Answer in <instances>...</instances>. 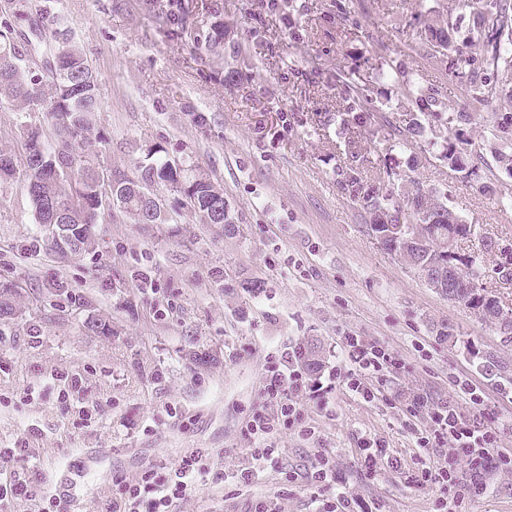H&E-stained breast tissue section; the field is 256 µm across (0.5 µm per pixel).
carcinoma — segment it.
<instances>
[{"instance_id": "1", "label": "carcinoma", "mask_w": 512, "mask_h": 512, "mask_svg": "<svg viewBox=\"0 0 512 512\" xmlns=\"http://www.w3.org/2000/svg\"><path fill=\"white\" fill-rule=\"evenodd\" d=\"M156 9L162 23L182 25L186 22L183 0H147ZM330 13L339 24L351 22L347 0H331ZM416 15L420 41L427 45L429 55L443 64L450 52L456 63L448 68V76L464 74L462 95L467 104L457 107L433 86H423L410 68L408 59L413 45L385 60L377 74L379 86L360 79V66L344 70L338 82L347 95V126L369 127L381 135L378 141V162L369 167L360 164V146L347 141L348 161L336 168L337 183L354 202L363 201L371 208L367 229L379 240L385 251L409 268L425 275L428 267L441 262L448 281H455V272L463 273L471 285L457 288L456 303L481 316L484 311L503 308L500 301L478 286L482 267L476 257L457 250L458 242L470 236V226L448 205V194L435 188L419 189L406 195L395 187V177L405 176L388 166V155L409 152L407 168L420 165L419 156L411 151L414 144L424 142L437 150L436 158L458 175L469 180L482 164H487L483 150H488L496 169L512 178V115L496 111L502 102L512 103V0H448L435 9L424 7L419 0ZM469 22H464L465 17ZM56 65L41 76L17 63V53L10 40L0 41V107L8 105L18 112H38L56 131L53 139L44 138L40 129L30 127L25 140L23 159L35 218L38 224H69L79 243L78 252L94 245L90 227L97 217L96 191L104 164L106 141L93 134L92 116L101 108L98 76L84 57L78 44L67 32L52 33ZM386 85H396L401 98L412 110L409 121L401 127L387 112L374 110L376 97L391 101ZM482 119L491 140L481 150L472 139L473 125ZM17 173L12 154L0 149V179ZM117 191L112 204L136 224L143 223V211L152 201L127 193L128 185H161L185 198L187 205L199 212L202 208L224 207L223 199H214L210 184L200 176L189 175L182 167L171 166L156 147L146 149L145 160L138 166L135 179L114 180ZM387 213L393 224H409L412 233L432 241L431 251L403 250V242L386 235L387 228L376 227L377 213ZM315 344L301 343L296 348L300 362L309 371L321 367V356Z\"/></svg>"}]
</instances>
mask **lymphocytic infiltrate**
Wrapping results in <instances>:
<instances>
[{
	"label": "lymphocytic infiltrate",
	"mask_w": 512,
	"mask_h": 512,
	"mask_svg": "<svg viewBox=\"0 0 512 512\" xmlns=\"http://www.w3.org/2000/svg\"><path fill=\"white\" fill-rule=\"evenodd\" d=\"M342 349L351 364L344 384L352 395L367 403L380 393L376 380L382 379L387 371L405 366L402 358L358 336L344 337ZM454 385L468 395L476 409L475 415L464 416L447 403L434 404L423 393H408L402 400L407 411L424 410L429 415V426L417 439L421 454H428L433 448L448 451L446 467L436 469L429 463H422L418 472L407 474L408 483L436 485L441 494L449 496L458 507L466 494L482 490L493 472L511 470L512 456L498 450L495 403L485 401L469 380L459 378ZM324 389L321 381L303 376L295 359H281L272 364L267 371L263 398L276 406L277 415L270 418L255 413L244 432L246 440L254 446L256 457L275 461L279 451L270 444L273 433L292 428L298 421V399L319 395ZM197 471L198 460L192 456L182 459L174 472L150 471L143 482L125 487L127 512H169L174 500L191 485Z\"/></svg>",
	"instance_id": "1"
}]
</instances>
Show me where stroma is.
I'll list each match as a JSON object with an SVG mask.
<instances>
[{
    "label": "stroma",
    "instance_id": "obj_1",
    "mask_svg": "<svg viewBox=\"0 0 512 512\" xmlns=\"http://www.w3.org/2000/svg\"><path fill=\"white\" fill-rule=\"evenodd\" d=\"M185 28L160 26L144 0H29L28 19L0 25L26 65L40 69L39 37L50 16L94 67L102 108L95 128L108 140L104 169L134 177L147 146L224 190L235 222L205 224L183 197L156 187L164 224H136L104 208L92 250L60 257L37 224L23 174L0 182V285L17 291V312L0 320V449L24 454L0 469V485L28 480L27 499L0 512H35L66 492V512H112L119 480L174 469L203 454L206 467L172 512H331L334 490L354 512H436L440 491L408 484L419 467L416 437L426 413L407 412L398 391L474 408L451 381L470 379L497 402L501 450L512 454V341L448 302L368 232L365 209L336 182L345 161L336 83L355 47L379 42L364 78L412 33L416 0H362L354 31L304 0L303 13L266 0H185ZM223 24V42L206 37ZM53 136L41 115L0 110V148L22 159L27 125ZM488 181V170L478 172ZM416 181L446 191L472 234L459 250L478 257L479 285L512 307V281L497 273L512 251V201L481 192L430 160ZM494 242L495 252L484 250ZM260 291H251L253 282ZM64 292H57V285ZM93 317L112 333L87 331ZM346 336L387 346L406 368L385 376L374 402L344 388L305 398L303 423L279 430V458L252 457L243 432L263 404L268 367L313 339L324 372L343 369ZM379 440L400 469L367 474L363 438ZM336 462L335 488L315 487L321 456ZM257 470L249 482L233 472ZM465 512H512V472L493 474L466 498Z\"/></svg>",
    "mask_w": 512,
    "mask_h": 512
}]
</instances>
